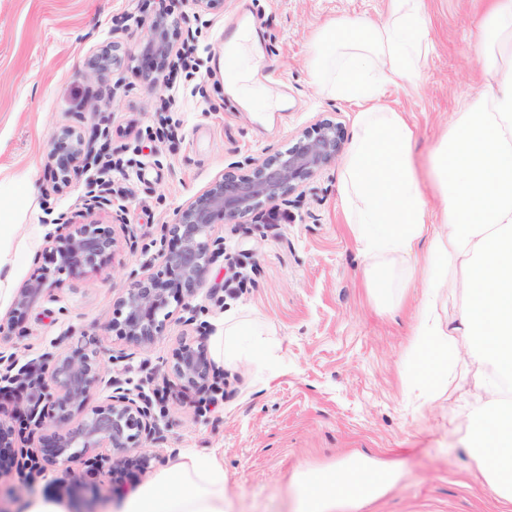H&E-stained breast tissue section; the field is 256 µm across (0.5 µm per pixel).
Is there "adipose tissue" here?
Here are the masks:
<instances>
[{"mask_svg":"<svg viewBox=\"0 0 512 512\" xmlns=\"http://www.w3.org/2000/svg\"><path fill=\"white\" fill-rule=\"evenodd\" d=\"M423 0H387L382 23L344 16L316 35L312 74L322 90L366 103L344 162L340 200L368 261L366 282L376 295L392 287L396 268L421 259L427 294L417 308L414 336L430 370L421 376L433 398L459 346L480 375L482 402L468 415V451L485 461L497 497L512 503V403L499 384L512 380V0H486L478 55L483 87L456 113L431 154L438 209H431L414 155L415 133L404 116L383 108L388 84L414 82L428 42ZM36 192L26 168L0 175V224L13 225L11 202ZM463 293L455 321H443L441 296ZM258 322L227 317L212 338L216 361L258 356ZM393 465L364 460L294 477L302 512L358 507L399 483ZM122 512H224V461L182 453L178 461L123 498Z\"/></svg>","mask_w":512,"mask_h":512,"instance_id":"ef3b65f1","label":"adipose tissue"}]
</instances>
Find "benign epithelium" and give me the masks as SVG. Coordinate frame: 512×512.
I'll return each instance as SVG.
<instances>
[{"instance_id": "benign-epithelium-1", "label": "benign epithelium", "mask_w": 512, "mask_h": 512, "mask_svg": "<svg viewBox=\"0 0 512 512\" xmlns=\"http://www.w3.org/2000/svg\"><path fill=\"white\" fill-rule=\"evenodd\" d=\"M178 22L165 14L151 22L142 43L143 55L153 60L145 74L150 84L173 65L171 28ZM96 133L85 137L73 129H63L51 135L49 160L60 184L67 185L72 172L83 166L92 152ZM345 134L341 124L326 120L294 137L288 147L274 155L254 160L251 167L227 171L202 193L181 208L176 222L167 225L169 240L158 252L159 269L136 280L118 299L116 314L109 329L135 347L148 346L163 335L171 302L184 307L203 286L205 274L219 254L214 249L213 221L224 216L225 221L238 224L252 216L273 222L275 203L284 201L306 181L314 178L342 152ZM112 201L100 194L97 183H90L86 195L88 209L110 205ZM65 232L51 235L45 250L55 256L57 266L45 267L39 276L20 289L14 312L29 307L44 291L55 288L57 275L67 272L79 275L86 269H96L106 263L116 245L114 232L97 223L62 225ZM104 350L80 347L61 352L52 364L38 370L20 364L17 357L0 353V397L29 404L26 421L37 434L34 450L21 456L15 449L16 430L0 419V479L29 464L54 466L76 462L90 448H107L111 464L98 470L101 481L112 485L122 482L132 469L144 471L149 460L141 453L146 442L161 439L152 414L149 399L140 393L109 384L103 400L92 404L101 381ZM214 366L207 357L205 345L199 340H185L172 353L169 376L173 385L185 393L209 386ZM54 390L58 398L52 405L59 415L46 416L37 407V390ZM82 414L80 424L65 432L57 424L72 411Z\"/></svg>"}]
</instances>
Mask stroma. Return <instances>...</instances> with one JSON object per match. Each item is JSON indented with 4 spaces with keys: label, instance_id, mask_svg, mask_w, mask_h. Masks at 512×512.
Instances as JSON below:
<instances>
[{
    "label": "stroma",
    "instance_id": "stroma-1",
    "mask_svg": "<svg viewBox=\"0 0 512 512\" xmlns=\"http://www.w3.org/2000/svg\"><path fill=\"white\" fill-rule=\"evenodd\" d=\"M426 59L413 83L386 87L383 105L403 113L416 132L421 177L455 113L477 96L483 75L474 53L484 0H425ZM386 0H224L203 13L191 0H0V171L32 167L40 192L19 203L16 234L0 235V250L18 237L31 246L20 262L0 268L20 290L50 266L46 238L61 216L83 209L87 185L106 184L113 203L91 214L118 244L106 264L80 276L61 274L16 319L0 349L38 367L46 354L91 343L110 351L104 381L137 389L153 403L163 435L144 447L146 472H132L134 489L191 451L224 459L230 512H297L295 474L361 454L396 466L401 482L360 510L340 512H503L462 450L467 415L476 404L477 374L458 356L431 401L420 396V355L412 334L425 288L419 265L407 287L375 299L365 285L366 260L340 204L343 162L335 160L290 195L285 224H229L216 218L224 253L208 268L188 306L172 305L163 336L143 348L109 330L117 299L132 282L158 268L165 225L231 166L283 149L319 121L340 122L353 135L363 106L320 91L310 68L315 33L338 15L381 21ZM177 20L174 47L193 45L190 68L144 79L141 44L159 13ZM258 28L257 65L246 74L224 65V28ZM114 48L107 70L96 57ZM249 94H231L235 83ZM103 132L99 164L82 167L55 190L48 159L53 132ZM261 318L272 359L260 366H223L207 391L181 396L166 381L164 364L184 339L211 340L227 315ZM90 449L74 468L36 477L13 474L0 489L14 490L13 512L39 495L83 512H103L119 492L90 478V463L106 456Z\"/></svg>",
    "mask_w": 512,
    "mask_h": 512
}]
</instances>
